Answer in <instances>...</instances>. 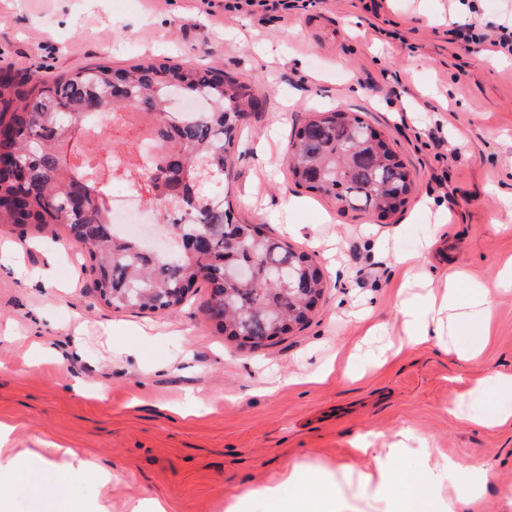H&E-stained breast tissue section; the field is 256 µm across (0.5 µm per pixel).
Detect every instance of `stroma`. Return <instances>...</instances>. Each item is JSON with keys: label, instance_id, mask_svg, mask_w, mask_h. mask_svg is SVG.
<instances>
[{"label": "stroma", "instance_id": "35a3bbf8", "mask_svg": "<svg viewBox=\"0 0 512 512\" xmlns=\"http://www.w3.org/2000/svg\"><path fill=\"white\" fill-rule=\"evenodd\" d=\"M224 4L0 0V68L50 81L91 63L154 61L233 75L261 106L240 124L227 200L238 219L313 255L323 298L305 326L253 349L215 331L205 282L173 313L117 310L95 292L77 244L0 229V421L16 424L14 447L46 454L53 441L117 473L103 490L72 485L87 512H128L153 496L168 512H227L238 497L240 512H277L295 494L288 464L367 472L359 441L408 427L415 440L401 465L415 464L422 438L438 457L488 464L469 512H512V427L466 417L512 407V394L491 386L469 393L477 377L512 375V293L492 297L480 365L432 346L376 363L400 333L402 302L424 301L422 289H402L399 258L433 271L435 287L458 272L464 287L493 290L512 257V214L496 196L512 189V56L481 64L479 45L456 39L471 18L466 0H318L263 23ZM336 108L383 132L411 174L395 214L340 211L292 178L293 129ZM367 309L381 325L373 337ZM75 337L79 359L64 354ZM339 350L353 356L349 374L300 384ZM190 391L213 402L184 420L172 408ZM47 456L35 480L14 484L12 512H41L33 485L53 490L66 462ZM269 484L278 502L260 496Z\"/></svg>", "mask_w": 512, "mask_h": 512}]
</instances>
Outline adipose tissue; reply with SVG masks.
I'll return each mask as SVG.
<instances>
[{"label":"adipose tissue","instance_id":"1","mask_svg":"<svg viewBox=\"0 0 512 512\" xmlns=\"http://www.w3.org/2000/svg\"><path fill=\"white\" fill-rule=\"evenodd\" d=\"M405 337L403 346L416 348L434 344L444 352H457L465 361H477L485 349L486 337L479 329L490 315V302L484 288L462 292L458 284H449L444 294L426 301L423 310L403 306ZM408 432H401L389 447L371 451L372 471L361 475L358 488L370 491L378 512H464V508L486 482L489 470L479 466L467 491L457 499L444 497L442 487L457 473L458 466L448 460L434 458L424 448L414 467L397 465L396 459L408 449ZM303 464L296 463L288 471V482L296 489L286 512H356L352 498L341 486L340 479L324 476L303 478ZM104 470L94 461L78 460L62 468L53 494L55 512H75L69 493L78 480H106Z\"/></svg>","mask_w":512,"mask_h":512}]
</instances>
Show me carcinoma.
<instances>
[{
  "mask_svg": "<svg viewBox=\"0 0 512 512\" xmlns=\"http://www.w3.org/2000/svg\"><path fill=\"white\" fill-rule=\"evenodd\" d=\"M181 92L206 102L192 118L165 115ZM95 112L127 113L133 148L147 141L157 154L127 157L115 179L138 178L146 201L174 202L166 225L179 246L162 259L140 242L113 234L98 170L109 144L88 153L79 135ZM256 108L247 86L222 70L149 63L129 69L108 63L59 75L51 84L34 71L0 69V227L33 225L67 235L95 261L93 285L115 308L173 312L198 280L210 289L208 316L231 339L257 348L284 335L269 315L307 323L324 292L321 268L305 252L270 237L262 224L237 221L201 189V167H226L241 120ZM289 171L295 184L341 208L387 215L406 201L407 171L381 134L358 115L317 112L294 132ZM254 262L240 280L226 264Z\"/></svg>",
  "mask_w": 512,
  "mask_h": 512,
  "instance_id": "1",
  "label": "carcinoma"
}]
</instances>
